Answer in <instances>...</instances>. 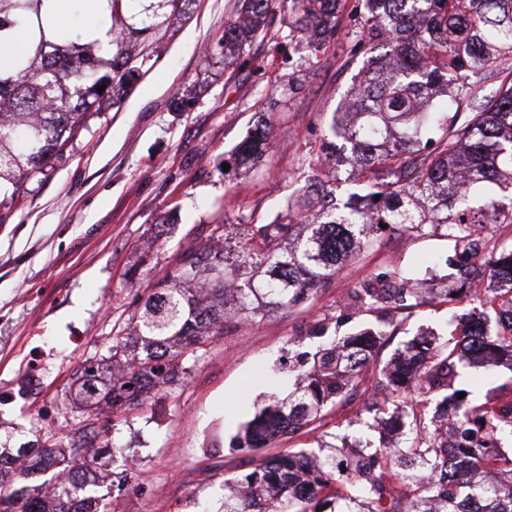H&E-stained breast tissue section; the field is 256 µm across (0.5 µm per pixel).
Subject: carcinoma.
<instances>
[{"label": "carcinoma", "instance_id": "cac0c4a2", "mask_svg": "<svg viewBox=\"0 0 512 512\" xmlns=\"http://www.w3.org/2000/svg\"><path fill=\"white\" fill-rule=\"evenodd\" d=\"M107 2L110 57L63 35L39 40L33 57L0 74V186L12 185L14 195L63 154L115 86L128 89L141 78L133 62L144 53L122 18V0ZM40 3L0 0V44L7 28H42L41 18L31 17ZM362 9L348 30L342 0H237L224 24L227 65L248 42L269 35V18L278 11L288 12V31L276 39L309 56L318 57L342 36L379 53L376 65L352 76L333 112V140L321 148V161L350 166L361 183L339 199L336 188L313 178L288 196V221L250 224L241 243L231 237L238 225H216L220 247L183 253L168 279L144 298L131 329L112 336V360L123 356L125 368L109 387L97 386L105 362L83 364L87 414L100 394L117 407L172 384L201 348L224 334V319L264 317L325 286L382 223L410 235L438 234L490 269L512 263V245L487 248L492 225L512 224V0H362ZM498 77L495 93L485 94L486 80ZM463 105L469 112H460ZM268 150L265 121L232 154L247 165ZM491 280L477 292L463 283L427 288L393 267L362 282L353 305L379 313L377 324L337 339L327 336V326L315 327L318 350L288 362L292 388L244 424L236 448H263L313 431L323 409L359 387L364 368L396 335L388 311L428 300L476 306L453 317L454 329L442 342L420 334L398 349L392 363L406 367V375L381 369L368 411L376 423L402 429L401 437L380 450L366 439L326 442L322 456L301 450L266 458L243 478L224 482V512H471L474 498L479 512H512V457L501 451V442L512 440V395L501 385L480 398L460 399L455 388L469 358L512 352V279L501 281L494 271ZM473 320L486 329L471 332ZM432 401L437 409L426 419L416 406ZM444 428L473 468L487 466L501 478L458 479L439 438ZM30 454L0 448V512H116L112 498L88 481L98 452L54 449L65 477L55 479L48 503L26 484L32 468L11 467ZM304 475L306 495L298 490ZM338 476L351 493L335 487ZM399 485L409 488L407 498Z\"/></svg>", "mask_w": 512, "mask_h": 512}]
</instances>
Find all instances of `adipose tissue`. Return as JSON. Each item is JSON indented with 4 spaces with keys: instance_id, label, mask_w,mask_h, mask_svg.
I'll use <instances>...</instances> for the list:
<instances>
[{
    "instance_id": "ef3b65f1",
    "label": "adipose tissue",
    "mask_w": 512,
    "mask_h": 512,
    "mask_svg": "<svg viewBox=\"0 0 512 512\" xmlns=\"http://www.w3.org/2000/svg\"><path fill=\"white\" fill-rule=\"evenodd\" d=\"M106 6V0H44L42 12L54 16L53 26L45 30L47 38H54L57 29L65 28L71 31L73 40L81 44L105 40V32L96 18L105 13ZM77 12L82 15L78 22L73 19Z\"/></svg>"
}]
</instances>
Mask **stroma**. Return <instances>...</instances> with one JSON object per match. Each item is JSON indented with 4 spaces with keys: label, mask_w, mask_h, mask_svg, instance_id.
I'll return each mask as SVG.
<instances>
[{
    "label": "stroma",
    "mask_w": 512,
    "mask_h": 512,
    "mask_svg": "<svg viewBox=\"0 0 512 512\" xmlns=\"http://www.w3.org/2000/svg\"><path fill=\"white\" fill-rule=\"evenodd\" d=\"M234 8L235 0H180L166 9L165 24L146 35L142 78L103 100L66 153L22 186L0 223V446H123L98 465L97 490L118 512H217L225 481L261 458L314 452L335 436L379 439L366 410L379 376L370 365L350 397L325 408L318 432L255 452L229 449L257 406L287 393L288 375L276 370L285 349L310 350V328L343 315L353 326L375 322V313L349 312L361 281L386 267L431 265L437 288L441 276L463 273L440 263L453 252L448 240L383 231L296 305L245 324L227 320L188 374L145 404L116 412L98 402L97 435L83 431L82 363L110 358L118 328L215 225L271 222L318 173L331 114L370 61L345 39L307 62L259 38L237 66L225 67L220 42ZM292 73L302 76V89L286 102L277 87ZM263 113L274 121L270 150L254 167L235 165L232 148ZM469 309L436 303L396 314L398 334L379 362Z\"/></svg>",
    "instance_id": "obj_1"
}]
</instances>
